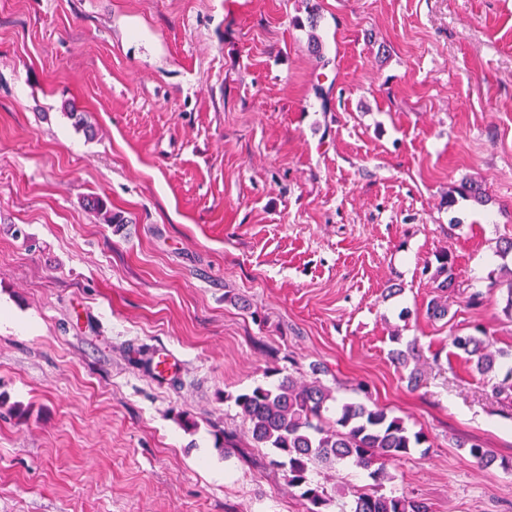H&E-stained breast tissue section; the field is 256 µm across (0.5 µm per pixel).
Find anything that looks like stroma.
<instances>
[{"mask_svg":"<svg viewBox=\"0 0 512 512\" xmlns=\"http://www.w3.org/2000/svg\"><path fill=\"white\" fill-rule=\"evenodd\" d=\"M318 2L325 69L306 0H0V512H306L234 401L276 369L427 434L380 493L512 512V0ZM309 478L328 512L371 482ZM438 266L435 269L433 278L440 281L436 288H440L442 294H447L451 288L459 287L456 282L454 262L448 253H442L437 257ZM455 349L466 356L468 361L475 363L476 369L481 373L494 372L499 364L500 352H493L485 338L480 336L456 335L452 338ZM150 366L159 379H168L174 376L179 369V361L169 350L158 349L150 357Z\"/></svg>","mask_w":512,"mask_h":512,"instance_id":"stroma-1","label":"stroma"}]
</instances>
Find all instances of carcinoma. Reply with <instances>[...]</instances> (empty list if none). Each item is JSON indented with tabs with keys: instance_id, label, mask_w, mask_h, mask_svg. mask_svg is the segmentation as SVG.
Instances as JSON below:
<instances>
[{
	"instance_id": "cac0c4a2",
	"label": "carcinoma",
	"mask_w": 512,
	"mask_h": 512,
	"mask_svg": "<svg viewBox=\"0 0 512 512\" xmlns=\"http://www.w3.org/2000/svg\"><path fill=\"white\" fill-rule=\"evenodd\" d=\"M459 194L475 202L485 197L481 184L472 180L461 185ZM87 205L117 231L127 224L124 216L108 210L100 198ZM437 262L433 278L440 292L446 294L457 287L454 262L447 253L438 255ZM452 345L481 373H491L499 364L501 353L492 351L480 336L456 335ZM330 401L337 398L321 381L302 383L291 374L235 397L252 446L271 451L288 485L299 489L300 497L307 502V512H324L330 502L326 489L309 481L308 473L315 463L348 462L370 471L371 478L378 482L386 478L388 461L406 457L428 441L424 431H410L402 418L375 403L345 402L333 420L329 417ZM350 512H429V508L405 495L386 496L374 487H365L355 493Z\"/></svg>"
}]
</instances>
